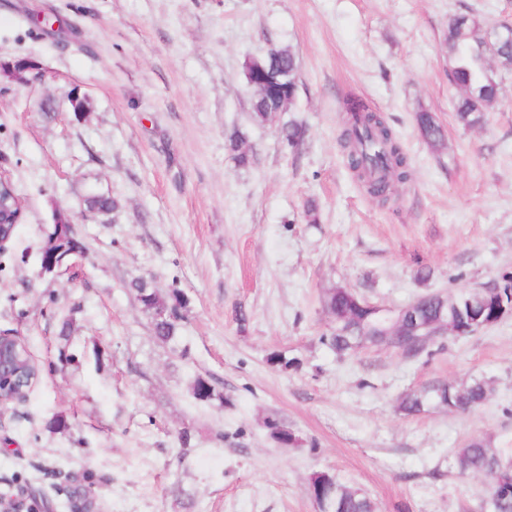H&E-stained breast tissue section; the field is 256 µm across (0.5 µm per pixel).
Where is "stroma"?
<instances>
[{"label":"stroma","instance_id":"35a3bbf8","mask_svg":"<svg viewBox=\"0 0 512 512\" xmlns=\"http://www.w3.org/2000/svg\"><path fill=\"white\" fill-rule=\"evenodd\" d=\"M466 10L512 21V0H0V62L37 68L25 85L0 76V172L24 204L0 250V330L40 369L0 412V494L34 492L39 512H77V487L92 512H319L309 482L327 472L376 512H484L487 479L455 453L479 438L512 457V315L414 358H341L322 340L331 288L395 309L512 279V73L481 125L458 124L444 39ZM273 44L295 50L298 89L259 125L243 65ZM348 94L410 160L388 206L347 166ZM421 109L443 150L418 133ZM290 120L308 129L297 154L279 138ZM233 130L249 166L224 148ZM91 193L119 209L85 212ZM59 205L85 250L46 273ZM138 276L185 298L174 340L155 336L127 286ZM199 379L217 399H195ZM476 379L489 393L470 411L398 409ZM273 420L296 444L271 437ZM415 120L422 137L432 148L436 150L444 148L445 132L432 112L421 109L415 113Z\"/></svg>","mask_w":512,"mask_h":512}]
</instances>
